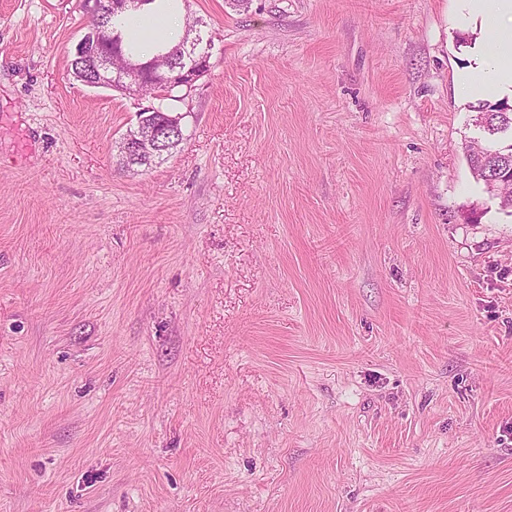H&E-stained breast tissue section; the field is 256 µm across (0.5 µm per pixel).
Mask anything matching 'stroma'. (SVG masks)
I'll list each match as a JSON object with an SVG mask.
<instances>
[{
  "label": "stroma",
  "instance_id": "stroma-1",
  "mask_svg": "<svg viewBox=\"0 0 512 512\" xmlns=\"http://www.w3.org/2000/svg\"><path fill=\"white\" fill-rule=\"evenodd\" d=\"M210 68L73 78L0 0V512H512V215L462 145L468 0H180ZM148 115V121H162L164 119V113L161 111L158 106L154 103L143 107L139 114ZM180 117L177 115L168 114L165 115V120L163 127L160 128L158 126L147 127L144 123L140 121L137 122V126L134 129H130L126 133V144L124 151H120V160L121 164L124 168L131 171H139V169H149L153 164L159 163L163 160L164 155H168L171 150L176 148L177 146H170L162 156H159L153 159L151 162L146 163L142 158L132 155L131 153H126L125 150L128 148V152L130 149H135L139 152L140 155L146 157L157 156L161 150L158 147L162 144L163 141H168L170 138L177 137L179 139L181 135H183V130L181 126Z\"/></svg>",
  "mask_w": 512,
  "mask_h": 512
}]
</instances>
